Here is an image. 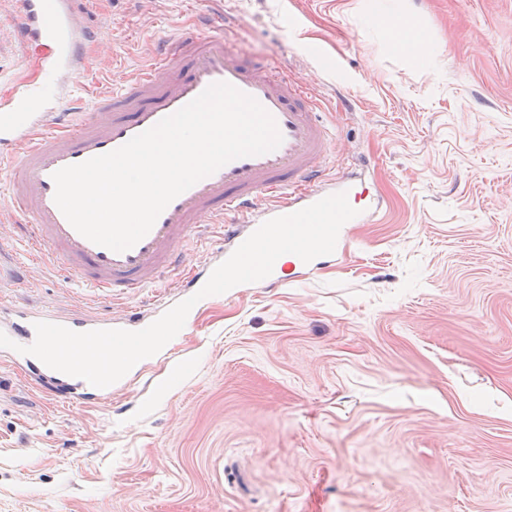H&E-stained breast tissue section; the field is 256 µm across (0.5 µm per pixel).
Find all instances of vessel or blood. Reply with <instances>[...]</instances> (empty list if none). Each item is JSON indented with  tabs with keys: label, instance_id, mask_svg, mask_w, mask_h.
<instances>
[{
	"label": "vessel or blood",
	"instance_id": "obj_1",
	"mask_svg": "<svg viewBox=\"0 0 512 512\" xmlns=\"http://www.w3.org/2000/svg\"><path fill=\"white\" fill-rule=\"evenodd\" d=\"M222 15H197L195 27L162 39L151 61L117 87L97 90L98 110L88 113L83 99L60 87L90 65L86 42L96 31L81 27L71 0H22L18 32L22 41L44 51L45 88L19 83L0 95V159L12 163L9 208L15 229L29 244L57 262L66 281L104 297L139 294L163 281L175 284L179 299L198 292L210 268L186 265L191 243L219 237L229 257L262 223L294 213L339 192L355 196L349 180L328 179L331 135L307 87L282 72L245 61L221 28ZM227 82L254 97L274 117L283 136L274 151L233 160L176 197L148 234L131 249L115 252L79 234L54 201L57 170L111 152L151 128L201 94ZM172 303L163 300L128 317L102 320L74 310L60 323L71 330L145 328ZM41 313L11 308L0 331L21 345L35 339ZM31 379L64 400L98 401L111 388H97L45 366L37 358L14 354Z\"/></svg>",
	"mask_w": 512,
	"mask_h": 512
}]
</instances>
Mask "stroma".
<instances>
[{
  "label": "stroma",
  "mask_w": 512,
  "mask_h": 512,
  "mask_svg": "<svg viewBox=\"0 0 512 512\" xmlns=\"http://www.w3.org/2000/svg\"><path fill=\"white\" fill-rule=\"evenodd\" d=\"M232 45L309 88L329 175L387 209L315 271L200 300L111 399L0 357V512H512V0H222ZM207 0H84L90 98ZM420 25L405 47L385 17ZM0 0V91L38 81ZM0 306L104 318L0 222ZM9 352L11 358L14 359L16 363L26 365L28 371L32 374L31 380L33 382L42 389L64 400L98 401L107 399L112 396V386L114 387L115 385L123 383L129 373L128 372L119 381L106 388H97L83 379L68 376L50 369L33 356L20 354L11 349H9Z\"/></svg>",
  "instance_id": "1"
}]
</instances>
